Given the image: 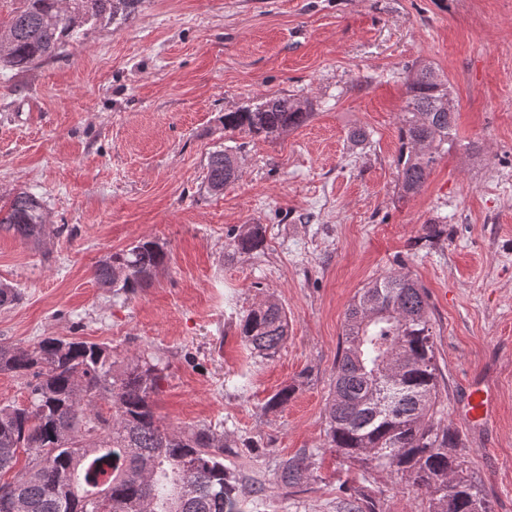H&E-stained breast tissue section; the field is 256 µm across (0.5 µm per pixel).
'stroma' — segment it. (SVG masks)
I'll return each mask as SVG.
<instances>
[{
    "mask_svg": "<svg viewBox=\"0 0 512 512\" xmlns=\"http://www.w3.org/2000/svg\"><path fill=\"white\" fill-rule=\"evenodd\" d=\"M419 60L447 77L458 136L407 196L398 127ZM283 94L313 101L306 125L225 133V113ZM224 148L241 174L212 195L208 158ZM20 190L42 199L46 234L0 235V281L23 293L0 308V343L74 337L158 357V417L239 446L224 465L243 512H341L363 487L385 512H421L406 476L363 475L323 447L345 312L394 270L428 296L442 419L491 512H512V0H142L131 22L28 71L0 67V206ZM242 224L263 225L261 250L229 247ZM140 240L167 263L113 296L94 269ZM268 296L289 331L262 362L238 324ZM471 383L495 397L474 425ZM305 452L312 478L281 488L276 461Z\"/></svg>",
    "mask_w": 512,
    "mask_h": 512,
    "instance_id": "obj_1",
    "label": "stroma"
}]
</instances>
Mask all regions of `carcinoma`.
Segmentation results:
<instances>
[{"label":"carcinoma","mask_w":512,"mask_h":512,"mask_svg":"<svg viewBox=\"0 0 512 512\" xmlns=\"http://www.w3.org/2000/svg\"><path fill=\"white\" fill-rule=\"evenodd\" d=\"M0 21V63L28 70L99 25L135 16L141 0H12ZM408 101L399 126L398 179L407 195L425 184L437 157L457 137V104L448 80L432 63L419 61L407 75ZM313 104L293 95L266 98L251 108L224 113V130L278 136L304 125ZM228 149L208 161L206 189L218 194L238 178ZM43 204L19 191L0 207V231L35 246L44 233ZM265 231L244 224L230 239L241 253L261 249ZM167 263L154 241L114 252L99 261L97 282L115 292L148 286ZM21 299L0 283V307ZM243 344L254 355L274 358L288 336L283 306L267 297L239 323ZM107 344L46 337L30 350L0 345V371L29 378L26 407L0 406V477L15 468L19 451L29 454L24 470L0 482L17 498V512H239L233 475L224 454L236 450L209 426L179 433L163 425L154 397L164 378L151 354L117 367ZM296 386L287 385L265 404L276 410ZM111 402L112 416L95 410V399ZM441 398L434 333L427 294L404 272L383 275L360 289L345 314L336 360V380L325 404V440L349 465L368 474L382 469L406 473L426 501L424 512H491L481 487L457 456L459 433L438 417ZM302 453L276 464L278 482L299 486L310 477L312 457ZM346 512H383L381 499L359 491Z\"/></svg>","instance_id":"1"}]
</instances>
